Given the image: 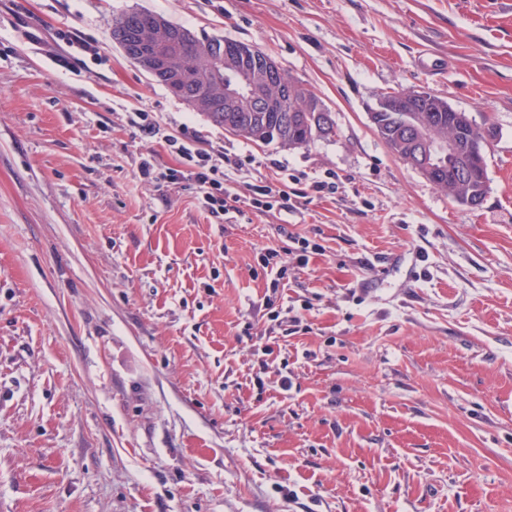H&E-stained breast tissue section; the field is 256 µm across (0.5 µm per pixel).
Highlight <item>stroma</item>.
<instances>
[{
  "label": "stroma",
  "instance_id": "35a3bbf8",
  "mask_svg": "<svg viewBox=\"0 0 512 512\" xmlns=\"http://www.w3.org/2000/svg\"><path fill=\"white\" fill-rule=\"evenodd\" d=\"M132 8L269 52L335 136L213 125L113 42ZM411 89L492 126L480 207L376 134ZM185 133L295 210L216 223L156 178ZM0 512H512V0H0ZM437 186L448 195L449 200H451L453 203H456V204L462 205V206H467V207L471 206L472 208H478L482 205V203L486 197L484 194L481 196L475 197L473 200L470 201V205H469L470 195L479 189V185L477 184L473 187H469L467 185L448 184L447 169H446V181L443 184H440ZM287 240L291 244L281 247V249H272L265 254V264L270 265L279 263L295 264L304 266L308 264V248L309 241L304 237L294 236L291 233H286Z\"/></svg>",
  "mask_w": 512,
  "mask_h": 512
}]
</instances>
